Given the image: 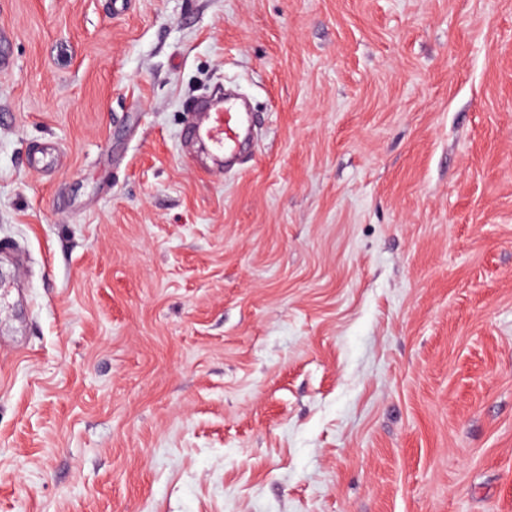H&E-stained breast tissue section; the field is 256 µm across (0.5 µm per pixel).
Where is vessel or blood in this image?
I'll use <instances>...</instances> for the list:
<instances>
[{
	"label": "vessel or blood",
	"instance_id": "b4317fda",
	"mask_svg": "<svg viewBox=\"0 0 512 512\" xmlns=\"http://www.w3.org/2000/svg\"><path fill=\"white\" fill-rule=\"evenodd\" d=\"M190 113L184 144L203 146L212 173L223 174L251 138V113L243 101L226 93L194 102Z\"/></svg>",
	"mask_w": 512,
	"mask_h": 512
}]
</instances>
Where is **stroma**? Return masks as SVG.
<instances>
[{"label":"stroma","instance_id":"35a3bbf8","mask_svg":"<svg viewBox=\"0 0 512 512\" xmlns=\"http://www.w3.org/2000/svg\"><path fill=\"white\" fill-rule=\"evenodd\" d=\"M1 28L0 512H512V0ZM229 83L215 177L183 130ZM185 145L206 149L210 172L224 175L252 135V115L245 103L227 92L216 93L191 105Z\"/></svg>","mask_w":512,"mask_h":512}]
</instances>
